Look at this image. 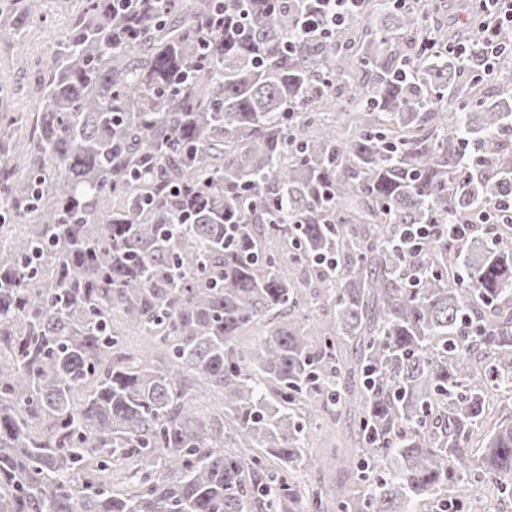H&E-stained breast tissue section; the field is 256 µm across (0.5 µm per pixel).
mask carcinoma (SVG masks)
<instances>
[{
  "instance_id": "obj_1",
  "label": "carcinoma",
  "mask_w": 512,
  "mask_h": 512,
  "mask_svg": "<svg viewBox=\"0 0 512 512\" xmlns=\"http://www.w3.org/2000/svg\"><path fill=\"white\" fill-rule=\"evenodd\" d=\"M41 7L0 0V44ZM306 7L236 0L220 30L216 0H84L39 112L0 94V512H330L290 476L348 405L396 471L340 512L512 499V406L467 447L512 395V222L477 223L512 199V58L492 101L448 54L453 0H366L329 38ZM264 317L271 392L236 344ZM490 403L491 407L487 411L483 426L475 429L471 437L470 446H472V448H479L481 446L485 435H487L488 431L492 428L501 410L511 405V395L498 393V395H494V397L490 399ZM462 496L468 498L464 512H501L505 505H509L508 501L500 496L497 487L487 482L479 484L478 488L469 492L460 486L443 487L432 499L417 502L414 509L418 512H441L443 509L448 510L449 503L455 505L457 499Z\"/></svg>"
}]
</instances>
